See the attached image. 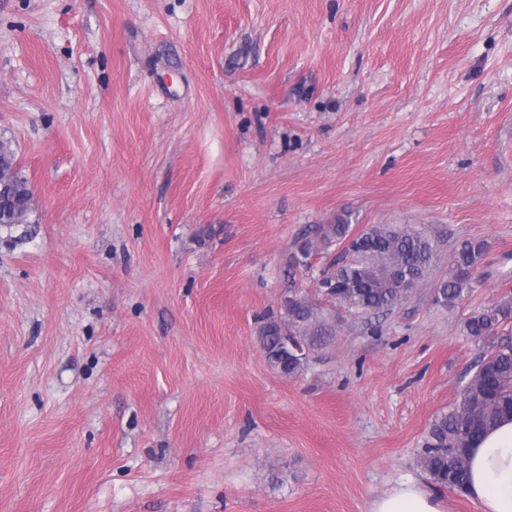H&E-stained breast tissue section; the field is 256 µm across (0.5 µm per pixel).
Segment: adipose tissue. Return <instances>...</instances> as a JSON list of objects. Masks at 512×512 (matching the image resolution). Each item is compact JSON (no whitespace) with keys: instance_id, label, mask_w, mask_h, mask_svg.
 I'll return each instance as SVG.
<instances>
[{"instance_id":"1","label":"adipose tissue","mask_w":512,"mask_h":512,"mask_svg":"<svg viewBox=\"0 0 512 512\" xmlns=\"http://www.w3.org/2000/svg\"><path fill=\"white\" fill-rule=\"evenodd\" d=\"M468 496L481 512H512V420L489 431L473 448ZM370 512H445L427 484L409 478L374 500Z\"/></svg>"}]
</instances>
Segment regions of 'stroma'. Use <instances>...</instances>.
I'll list each match as a JSON object with an SVG mask.
<instances>
[{"instance_id": "obj_1", "label": "stroma", "mask_w": 512, "mask_h": 512, "mask_svg": "<svg viewBox=\"0 0 512 512\" xmlns=\"http://www.w3.org/2000/svg\"><path fill=\"white\" fill-rule=\"evenodd\" d=\"M0 512H369L412 476L512 294V0H0ZM439 261L288 376L258 339L339 253ZM478 284L434 301L453 250ZM7 193L1 189L0 182V224L6 220L14 218V213L26 215L32 198V191L27 187V181L23 178V182H13L11 186L6 187ZM19 205H22L21 210ZM314 243L322 246L325 251L334 245H340L351 235L355 234L352 224H344L338 221V224H319L315 230ZM487 249L483 239H466L456 246L448 275L434 293L437 303L452 308L472 292L478 283L475 273L482 265ZM512 320V295L473 311L464 322L463 332L476 340H486L497 328Z\"/></svg>"}]
</instances>
